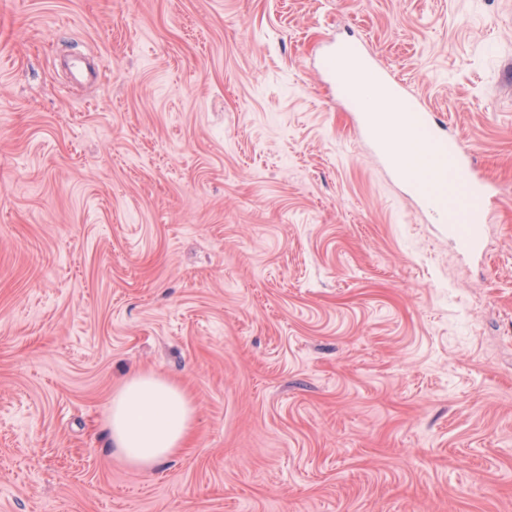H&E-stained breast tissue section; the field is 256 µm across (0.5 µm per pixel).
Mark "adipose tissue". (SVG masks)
<instances>
[{
    "mask_svg": "<svg viewBox=\"0 0 512 512\" xmlns=\"http://www.w3.org/2000/svg\"><path fill=\"white\" fill-rule=\"evenodd\" d=\"M193 423L192 401L181 388L138 374L112 397L109 445L128 465L149 472L180 452Z\"/></svg>",
    "mask_w": 512,
    "mask_h": 512,
    "instance_id": "obj_1",
    "label": "adipose tissue"
}]
</instances>
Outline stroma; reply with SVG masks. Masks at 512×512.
Segmentation results:
<instances>
[{
  "label": "stroma",
  "instance_id": "35a3bbf8",
  "mask_svg": "<svg viewBox=\"0 0 512 512\" xmlns=\"http://www.w3.org/2000/svg\"><path fill=\"white\" fill-rule=\"evenodd\" d=\"M495 185L465 252L321 68ZM153 373V472L107 446ZM0 512H512V0H0ZM353 68L370 71L376 85L386 91L389 101L395 108L391 111L380 99L382 94L370 85V79L365 72H354L352 84L357 87V96L367 102L366 111L362 113L363 133L376 147L384 164L395 175L405 178L401 160L393 152L389 140L383 137V128L387 124L386 115L391 112H395L392 122L400 119L409 125L418 126L421 131H426L433 151L441 154L439 157L448 153L449 148L448 165L461 174H466L470 170L469 149L462 143L449 142L448 138L439 132L443 127L441 121L428 109L423 100L389 72L376 67L362 44L354 41L339 42L325 56L323 69L339 83L349 81ZM400 107H404L407 112L397 113L396 109ZM193 423L192 401L181 388L137 374L112 396L108 448L131 467L150 472L180 452Z\"/></svg>",
  "mask_w": 512,
  "mask_h": 512
}]
</instances>
